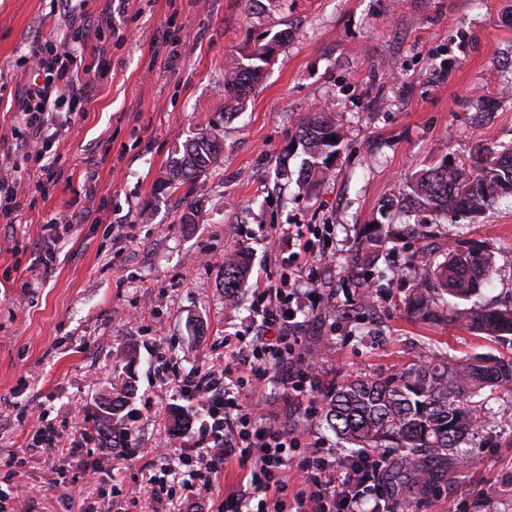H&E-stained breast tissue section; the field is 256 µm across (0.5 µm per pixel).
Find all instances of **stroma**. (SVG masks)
<instances>
[{"label":"stroma","mask_w":512,"mask_h":512,"mask_svg":"<svg viewBox=\"0 0 512 512\" xmlns=\"http://www.w3.org/2000/svg\"><path fill=\"white\" fill-rule=\"evenodd\" d=\"M109 10L111 28L83 53L94 83L82 117L51 154L59 180L37 189L26 163L11 218L0 216V512H218L240 471L186 497L180 482L151 476L178 466L172 416L200 423L184 395L187 375L235 359L225 337L253 318L254 278L278 280L285 234L335 253L320 304L299 293L292 330L320 383L389 374L431 347L466 358L512 356V335L479 336L458 325L411 321L402 300L421 243L407 236L365 261L363 229L411 224L398 208L408 177L444 157L468 160L480 143H512V0H84ZM263 81L233 113L224 74L276 33ZM50 0H0V164L14 162L13 96L29 79L20 57L33 37L64 36ZM326 109L340 127L328 180L299 189L303 159L290 137ZM223 149L202 178L194 221L178 194L158 190L169 162L199 133ZM287 176H280V169ZM82 223L48 231L53 216ZM438 244L482 241L497 266L475 297L512 301V197L475 217L443 215ZM252 255L251 280L234 305L219 267ZM135 361H127V350ZM284 372L249 391L265 416L353 451L321 413L295 403ZM122 410L141 448L84 438L99 399L124 384ZM42 431L57 447H32ZM469 463L434 461L430 483L388 486L399 512H512V389L496 390L462 445Z\"/></svg>","instance_id":"stroma-1"}]
</instances>
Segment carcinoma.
Returning a JSON list of instances; mask_svg holds the SVG:
<instances>
[{
  "mask_svg": "<svg viewBox=\"0 0 512 512\" xmlns=\"http://www.w3.org/2000/svg\"><path fill=\"white\" fill-rule=\"evenodd\" d=\"M271 58L269 45L255 48L247 63L224 76V106L232 110L242 104L261 82ZM306 155L299 170L298 185L308 191L331 174L330 159L341 142L339 127L326 111L319 109L306 116L294 133ZM222 151L215 135L201 133L187 141L182 155L173 159L159 186L186 187L190 199L209 166ZM512 196V144H479L469 166L446 156L438 164L412 175L402 207L425 217L416 224L419 235L433 236L431 217L454 213L475 216L499 198ZM401 232L393 225H376L367 230L360 247L371 257ZM492 247L462 241L442 251L421 248L410 268L418 277L415 288L403 299L404 311L414 321L445 323L448 319L488 337L512 334V304L471 306L448 312L439 297L447 294L470 300L495 270ZM224 297L237 298L238 289L248 275V263L240 252L224 256L222 269ZM512 386V358L474 356L456 358L446 353L425 351L413 363L391 374L351 375L322 393L324 421L337 437L356 448L394 452L399 466L391 480H422L423 464L429 457H454L464 466L460 454L465 442L483 416L477 398L494 390ZM131 391L124 386L119 396L101 403L91 416L102 443L112 444L113 431L120 422L122 398Z\"/></svg>",
  "mask_w": 512,
  "mask_h": 512,
  "instance_id": "1",
  "label": "carcinoma"
}]
</instances>
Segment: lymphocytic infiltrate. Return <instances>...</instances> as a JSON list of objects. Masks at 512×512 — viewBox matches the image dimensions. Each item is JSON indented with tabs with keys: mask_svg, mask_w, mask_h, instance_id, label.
Here are the masks:
<instances>
[{
	"mask_svg": "<svg viewBox=\"0 0 512 512\" xmlns=\"http://www.w3.org/2000/svg\"><path fill=\"white\" fill-rule=\"evenodd\" d=\"M72 0H53L69 17L71 37L41 35L28 45L32 78L17 96L18 123L14 130V150L23 159L37 163L38 187L54 183L57 161L50 158L53 131L60 122L83 115L93 90L92 81L78 78L77 48L91 34L111 27L108 13L94 15L75 11ZM326 254L312 252L309 244L285 257L293 270L291 279L279 285L257 283L254 311L263 333L238 336L240 354L236 367L224 371L197 369L187 377L192 396L203 413L197 429L191 430L185 445L196 449L187 478L182 482L189 495H196L198 483L212 484L226 464H237L244 481L224 498V512H242V504L252 500L255 512H346L360 504V487L375 478L387 462L361 452L337 459L323 443H309L283 425L268 423L264 414L248 404L247 384L263 379L270 371L288 368L296 392L314 383L311 367L302 363L301 339L287 333L296 299V280H307L311 301L321 296L315 284L326 266ZM297 468L305 485L289 492L286 473Z\"/></svg>",
	"mask_w": 512,
	"mask_h": 512,
	"instance_id": "obj_1",
	"label": "lymphocytic infiltrate"
}]
</instances>
